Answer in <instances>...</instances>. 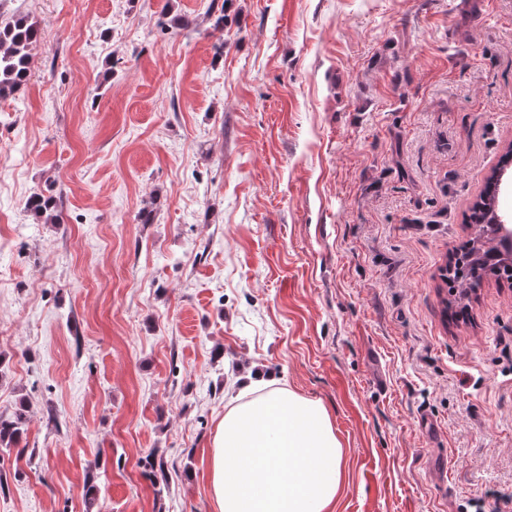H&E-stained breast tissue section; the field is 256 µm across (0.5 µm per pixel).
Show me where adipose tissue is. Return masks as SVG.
<instances>
[{"label":"adipose tissue","instance_id":"ef3b65f1","mask_svg":"<svg viewBox=\"0 0 512 512\" xmlns=\"http://www.w3.org/2000/svg\"><path fill=\"white\" fill-rule=\"evenodd\" d=\"M344 455L320 401L263 373L246 375L209 449L214 512H333Z\"/></svg>","mask_w":512,"mask_h":512}]
</instances>
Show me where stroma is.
Wrapping results in <instances>:
<instances>
[{"instance_id":"1","label":"stroma","mask_w":512,"mask_h":512,"mask_svg":"<svg viewBox=\"0 0 512 512\" xmlns=\"http://www.w3.org/2000/svg\"><path fill=\"white\" fill-rule=\"evenodd\" d=\"M0 13L39 30L0 98V512H212L250 369L327 409L335 512H512V284L458 318L440 278L512 143V0ZM27 407L21 405L9 417L0 415V447L17 446L27 430Z\"/></svg>"}]
</instances>
